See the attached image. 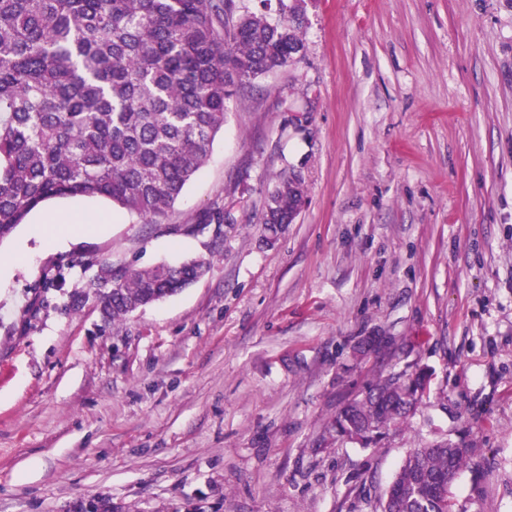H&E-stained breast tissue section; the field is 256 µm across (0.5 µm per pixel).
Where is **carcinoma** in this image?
Returning a JSON list of instances; mask_svg holds the SVG:
<instances>
[{"label":"carcinoma","mask_w":512,"mask_h":512,"mask_svg":"<svg viewBox=\"0 0 512 512\" xmlns=\"http://www.w3.org/2000/svg\"><path fill=\"white\" fill-rule=\"evenodd\" d=\"M298 0L278 15L240 0H0V242L45 201L101 197L158 222L210 156L226 101L304 57ZM305 198L297 175L269 192L263 224L294 221ZM224 223L216 205L195 224ZM209 263L105 266L92 287L104 318L120 323L195 282ZM417 365L380 376L334 415L328 431L377 448L429 392ZM462 442L408 451L380 512H455Z\"/></svg>","instance_id":"1"}]
</instances>
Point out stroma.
Here are the masks:
<instances>
[{
	"label": "stroma",
	"mask_w": 512,
	"mask_h": 512,
	"mask_svg": "<svg viewBox=\"0 0 512 512\" xmlns=\"http://www.w3.org/2000/svg\"><path fill=\"white\" fill-rule=\"evenodd\" d=\"M298 24L304 59L228 101L161 223L55 198L101 230L50 249L32 213L0 242L23 256L0 277V512H377L409 449L458 436V512H512V0H302ZM291 173L306 203L269 246ZM216 203L227 223L194 230ZM189 259L210 268L123 323L90 295L101 264ZM412 362L430 393L384 446L327 437ZM304 198L305 189L299 176L285 174L278 179L269 192L262 222L268 243L275 241L268 239L270 231H275L272 224H291L302 208Z\"/></svg>",
	"instance_id": "stroma-1"
}]
</instances>
